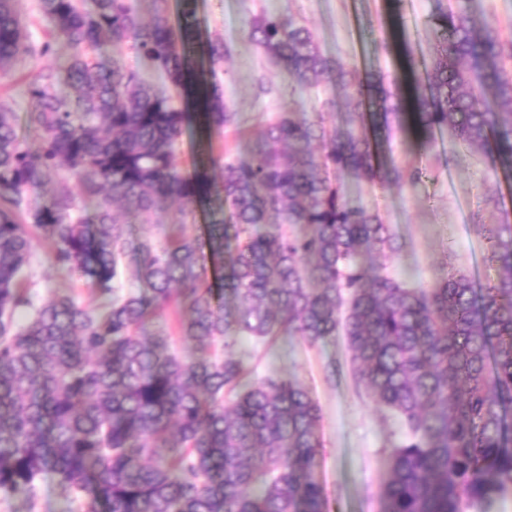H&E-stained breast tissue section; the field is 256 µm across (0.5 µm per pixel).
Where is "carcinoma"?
<instances>
[{"mask_svg":"<svg viewBox=\"0 0 512 512\" xmlns=\"http://www.w3.org/2000/svg\"><path fill=\"white\" fill-rule=\"evenodd\" d=\"M151 2L145 19L133 0H95L91 11L40 0L53 21L40 53L69 57L29 86L37 149L0 104V496L31 499L50 476L78 512H330L316 477L320 406L295 376L250 381L237 345H313L339 329L356 384L407 428L389 448L384 512H480L512 492V211L483 228L498 275L482 286L453 272L412 288L365 265V251L395 255L400 244L378 212L346 199L340 176L400 189L419 174L381 160L367 133L404 126L403 94L341 64L336 84L354 89L344 126L330 97L313 120L279 113L260 149L225 161L219 178L182 171L190 114L120 59L104 72L93 55L106 43L131 50L182 88L196 68L195 0H182L176 26L167 0ZM432 33L412 99L423 145L449 129L511 165L512 40L463 4L436 14ZM247 35L300 88L328 71L291 17L260 14ZM34 50L16 0H0V71ZM62 82L73 95L57 94ZM199 84L210 130L236 123L219 83ZM51 182V203L33 205ZM117 203L138 232L116 219ZM174 203L179 220L157 223ZM35 237L97 290L96 308L67 294L33 305L24 269ZM131 265L140 286L120 294ZM170 313L192 352L154 325Z\"/></svg>","mask_w":512,"mask_h":512,"instance_id":"1","label":"carcinoma"}]
</instances>
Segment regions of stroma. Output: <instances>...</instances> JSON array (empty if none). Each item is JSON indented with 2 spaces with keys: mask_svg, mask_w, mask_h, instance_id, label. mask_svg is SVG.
<instances>
[{
  "mask_svg": "<svg viewBox=\"0 0 512 512\" xmlns=\"http://www.w3.org/2000/svg\"><path fill=\"white\" fill-rule=\"evenodd\" d=\"M458 0H197L201 39H222L226 49L215 69L224 104L239 123L210 136L193 123L180 146L179 166L189 171L208 163L200 148L211 144L212 155H247L266 121L279 112L312 117L328 97L343 98L331 81L295 89L288 69L250 42L251 19L266 13L294 17L314 33L322 55L332 63L354 68L360 76L383 78L387 85L406 83L407 56L429 63L433 51V16ZM58 55L26 56L8 73H0V103L24 120L31 108L28 83L45 70L61 65ZM399 167L419 171V179L397 189L371 186L344 178L348 199L379 211L391 224L402 249L385 260L387 272L417 288L432 287L447 273L462 271L477 283L495 276L484 261L487 243L479 224H495L500 210L494 201L507 197L512 184L493 170L481 149L457 144L451 130L436 133L423 147L414 131L396 134L386 145ZM36 303L71 289L83 304H95L90 288L59 271L42 243H35L29 269ZM252 379L270 375L297 377L318 402L322 448L317 475L331 512H382L380 488L388 470V450L404 441L399 419L377 406L351 375L350 353L343 336L308 345L296 337L258 344L243 339ZM338 373L329 376V364Z\"/></svg>",
  "mask_w": 512,
  "mask_h": 512,
  "instance_id": "stroma-1",
  "label": "stroma"
}]
</instances>
